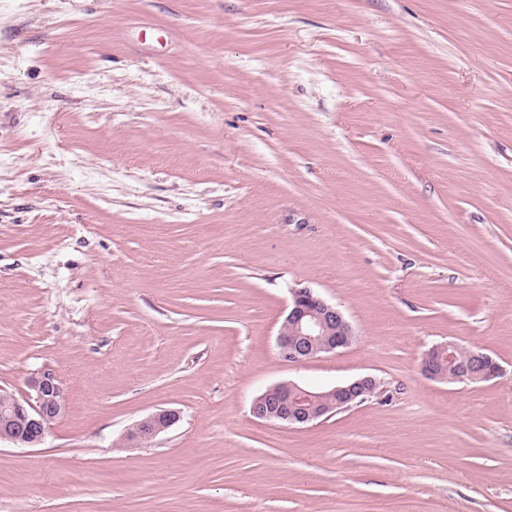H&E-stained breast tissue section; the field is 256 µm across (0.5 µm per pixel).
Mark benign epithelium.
Returning <instances> with one entry per match:
<instances>
[{"mask_svg": "<svg viewBox=\"0 0 512 512\" xmlns=\"http://www.w3.org/2000/svg\"><path fill=\"white\" fill-rule=\"evenodd\" d=\"M354 332L343 313L308 287L291 291V302L278 336L279 354L283 361L298 364L351 344ZM457 345L451 342L432 347L426 354L423 371L433 380L443 379L448 365L455 360ZM475 361L482 366L479 373L460 371L461 381H489L498 373L492 358L476 350ZM28 386L27 399L12 395L0 401V441L15 445L41 444L50 427L65 409V388L57 373L49 368L34 372ZM376 388L366 377L337 386L326 394L312 391L296 383L278 384L256 398L252 413L261 420L286 424H309L335 411L364 402ZM179 414L163 410L141 419L131 433L132 443L148 442L172 427Z\"/></svg>", "mask_w": 512, "mask_h": 512, "instance_id": "1", "label": "benign epithelium"}]
</instances>
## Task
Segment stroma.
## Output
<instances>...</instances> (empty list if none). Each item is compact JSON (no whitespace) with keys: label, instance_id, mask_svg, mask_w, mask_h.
I'll use <instances>...</instances> for the list:
<instances>
[{"label":"stroma","instance_id":"stroma-1","mask_svg":"<svg viewBox=\"0 0 512 512\" xmlns=\"http://www.w3.org/2000/svg\"><path fill=\"white\" fill-rule=\"evenodd\" d=\"M299 287L348 348L281 359ZM44 367L0 512H512V0H0V391ZM457 346L458 345L454 343L448 342L436 345L428 351L424 360L423 371L429 379L446 380L445 377H443V373L447 366L454 362L455 353L456 364H464L471 361L470 355L472 350L459 347L456 352ZM446 374L448 382H454L457 380V373L454 367L447 368ZM475 358V361L483 366L480 373H473L469 369H464L460 371V375L458 376V380L461 381H489L494 378L498 373V368L496 364L493 362L492 358L487 354L475 350L472 354ZM28 399L8 395L0 405V441L15 445L41 444L50 427L65 409V388L57 373L49 368L34 372ZM376 388L372 378L366 377L318 393L296 383L278 384L256 398L252 413L261 420L286 424H309L322 417L364 402ZM277 391L279 397L270 394ZM329 398L322 401L323 396ZM180 416L177 412L163 410L142 418L131 433L132 444L148 442L158 434L172 427L178 422Z\"/></svg>","mask_w":512,"mask_h":512}]
</instances>
